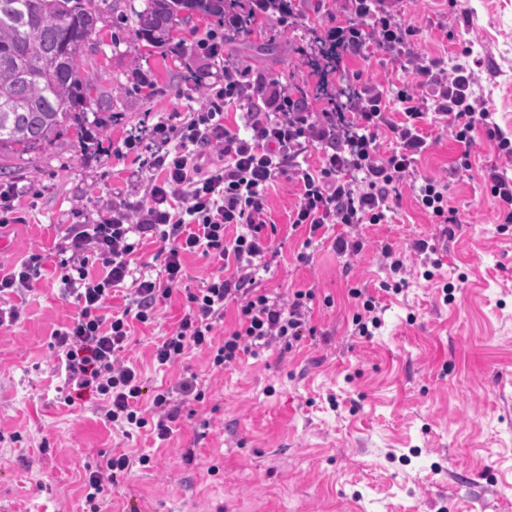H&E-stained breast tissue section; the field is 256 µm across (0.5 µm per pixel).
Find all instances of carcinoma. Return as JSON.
Returning a JSON list of instances; mask_svg holds the SVG:
<instances>
[{
    "instance_id": "cac0c4a2",
    "label": "carcinoma",
    "mask_w": 512,
    "mask_h": 512,
    "mask_svg": "<svg viewBox=\"0 0 512 512\" xmlns=\"http://www.w3.org/2000/svg\"><path fill=\"white\" fill-rule=\"evenodd\" d=\"M288 0H146L134 35L150 46L170 40L194 15L239 19L248 32L262 12L287 14ZM100 20L96 0H0V151L49 144L68 125L83 138L92 82L81 75L80 48Z\"/></svg>"
}]
</instances>
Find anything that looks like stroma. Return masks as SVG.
I'll list each match as a JSON object with an SVG mask.
<instances>
[{"label": "stroma", "mask_w": 512, "mask_h": 512, "mask_svg": "<svg viewBox=\"0 0 512 512\" xmlns=\"http://www.w3.org/2000/svg\"><path fill=\"white\" fill-rule=\"evenodd\" d=\"M294 6L293 18H258L247 34L196 16L152 47L134 36L145 0H106L80 50L94 85L86 148L66 127L41 149L0 152V193L15 218L0 226L9 242L0 268L44 257L30 291L11 299L18 321L0 325V512H512V227L501 229L485 181L491 167L512 177V161L481 130L471 170L455 175L462 144L443 121L424 127L430 146L415 168L447 182L449 203L464 217L451 238L405 187L386 223L337 224L328 241L309 245L289 228L297 185L282 179L269 187L278 232L257 285L282 297L313 289L312 330L293 350L276 344L226 368L197 349L162 367L155 346L181 317L184 296L162 301L153 324L136 326L125 356L150 392L197 375L205 397L185 405L169 440L146 429L125 436L97 399L63 402L50 342L77 308L62 294L58 242L71 225L105 217L113 199L142 195L145 147H127L128 134L197 110L225 64L313 88L308 61L342 0ZM398 9L418 30L413 53L450 66L455 50L470 46L475 92L512 132V0H401ZM214 34L224 55L209 59L198 45ZM346 70L388 93L415 82L402 60L372 48L347 58ZM143 72L151 87H141ZM340 234L362 237L363 251L336 254L329 240ZM417 239L437 248L432 279L419 274L421 259L409 249ZM387 244L412 274L400 294H381L382 324L361 337L348 291L378 292L388 277L380 258ZM305 249L311 260L303 264L297 255ZM113 448L151 462L88 504L86 468Z\"/></svg>", "instance_id": "stroma-1"}]
</instances>
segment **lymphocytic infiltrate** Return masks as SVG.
Returning a JSON list of instances; mask_svg holds the SVG:
<instances>
[{
    "label": "lymphocytic infiltrate",
    "mask_w": 512,
    "mask_h": 512,
    "mask_svg": "<svg viewBox=\"0 0 512 512\" xmlns=\"http://www.w3.org/2000/svg\"><path fill=\"white\" fill-rule=\"evenodd\" d=\"M345 6L343 23L326 34L338 54H359L370 42L385 52L412 44L415 29L383 0H345ZM413 70L430 96L397 90L401 112L396 115L383 93L356 77L333 93L318 88L322 107L311 112L306 92L288 91L276 80L228 64L223 86L207 95L200 111L178 125L156 123V149L142 161L150 174L144 195L113 202L102 223L79 225L59 245L63 295L78 308L73 321L53 334L52 347L70 390L66 405H74L76 395L94 393L106 419L124 433L149 427L158 440H167L181 402L204 397L196 375L182 376L174 390L148 399L140 373L122 364L120 355L130 345L132 324L154 322L159 303L177 291L184 294V314L157 343L158 364L171 365L189 350L211 348L215 364L227 367L272 344L289 350L301 341L314 291L298 289L279 300L255 286L269 250L266 191L279 179L299 186L289 224L311 239L332 224L383 223L408 183L415 184L422 210L442 224L445 235H453L462 219L448 204L447 184L418 177L413 167L428 147L424 124L433 117L445 121L455 140L467 146L477 130H485L510 158L512 139L477 100L466 66L448 70L432 59L414 63ZM232 108L240 112L243 132L224 123ZM383 134L396 142L385 156L378 144ZM312 147L322 153L316 169L300 161ZM149 238L161 244L160 270L154 277L138 276L131 260ZM197 253L234 266V276L216 272L204 288L182 290L184 260ZM95 263L101 274H92ZM119 292L124 308L114 313L108 302ZM230 305L234 324L225 330L222 345L214 346V327ZM149 461L145 454L135 460L125 453L105 456L85 478L86 501L117 485L133 464Z\"/></svg>",
    "instance_id": "1"
}]
</instances>
